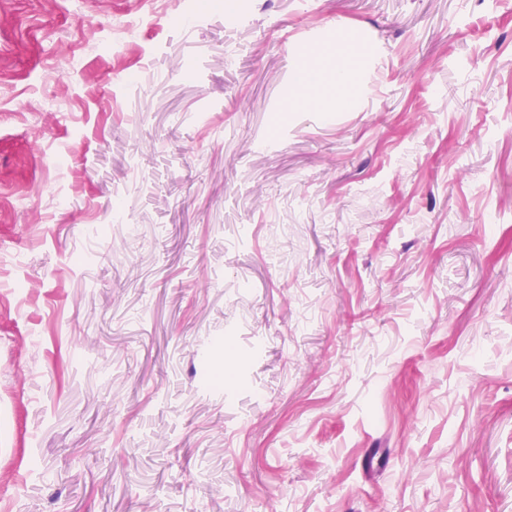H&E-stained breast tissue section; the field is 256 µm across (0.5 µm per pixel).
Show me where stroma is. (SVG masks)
<instances>
[{"label": "stroma", "mask_w": 512, "mask_h": 512, "mask_svg": "<svg viewBox=\"0 0 512 512\" xmlns=\"http://www.w3.org/2000/svg\"><path fill=\"white\" fill-rule=\"evenodd\" d=\"M235 2L0 0V512H512V0ZM364 47L346 36L336 45L310 52L299 74L298 93L304 105L322 110L332 92L351 100V81Z\"/></svg>", "instance_id": "35a3bbf8"}]
</instances>
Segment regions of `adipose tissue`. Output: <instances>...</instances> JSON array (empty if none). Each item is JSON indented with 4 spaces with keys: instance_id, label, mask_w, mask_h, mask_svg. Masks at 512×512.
Wrapping results in <instances>:
<instances>
[{
    "instance_id": "ef3b65f1",
    "label": "adipose tissue",
    "mask_w": 512,
    "mask_h": 512,
    "mask_svg": "<svg viewBox=\"0 0 512 512\" xmlns=\"http://www.w3.org/2000/svg\"><path fill=\"white\" fill-rule=\"evenodd\" d=\"M364 53L361 44L345 36L340 37L333 46L310 52L298 79L302 103L321 109L330 96L349 98L352 76Z\"/></svg>"
}]
</instances>
